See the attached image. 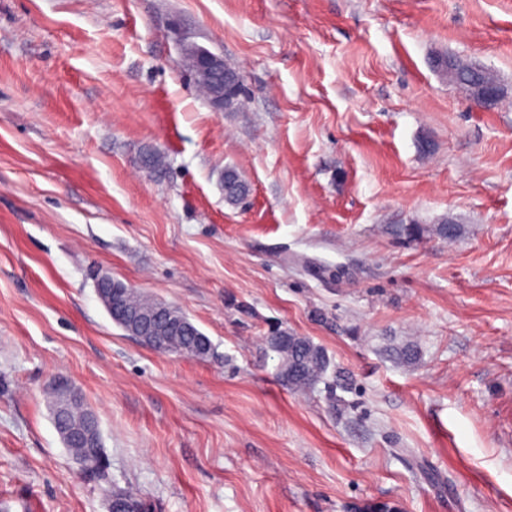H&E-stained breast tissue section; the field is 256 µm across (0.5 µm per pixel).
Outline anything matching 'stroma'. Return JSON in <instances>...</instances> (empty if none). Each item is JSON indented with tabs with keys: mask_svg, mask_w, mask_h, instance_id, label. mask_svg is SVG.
Here are the masks:
<instances>
[{
	"mask_svg": "<svg viewBox=\"0 0 512 512\" xmlns=\"http://www.w3.org/2000/svg\"><path fill=\"white\" fill-rule=\"evenodd\" d=\"M185 41L242 73L237 111ZM440 54L495 71L498 105ZM446 218L451 243L393 233ZM98 273L211 356L127 336ZM277 331L326 353L310 390ZM59 379L107 481L53 427ZM130 487L146 512H512V0H0V512ZM182 56L184 62L192 63L195 75H199L211 84L213 89L211 103L217 112L226 111L244 95H240L242 88H237L234 94L230 90H225L224 103V68L228 70H236V68L226 63L224 67L223 57L193 43L182 44ZM435 66L443 77L448 73V81L465 92L470 101L483 109L490 110L489 108L495 105L503 95L504 90L496 78L478 85L461 86L460 88L448 63V56L438 57L435 60ZM102 279L97 287L98 297L105 301L110 308L112 316V307L116 312L128 310L144 316L157 317L158 324L163 325L170 320L175 321L171 336L188 344L192 352L188 355L196 359H206L211 354V343L205 336L179 309L165 303L157 302L145 296L142 292L132 288L125 282L112 278ZM70 451L76 459H82L86 462L88 465L86 474L99 480H106L107 467L102 440L97 445H91L90 447L73 446Z\"/></svg>",
	"mask_w": 512,
	"mask_h": 512,
	"instance_id": "35a3bbf8",
	"label": "stroma"
}]
</instances>
